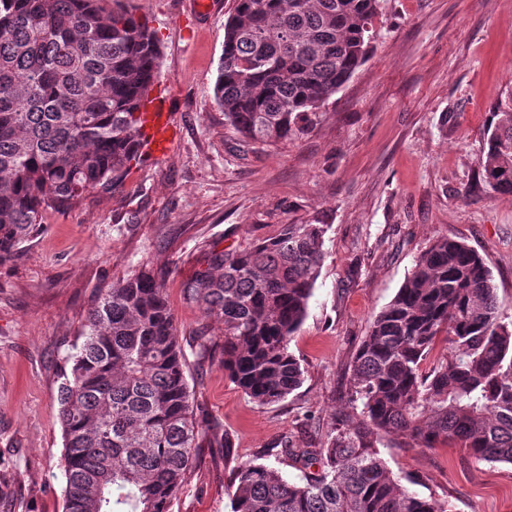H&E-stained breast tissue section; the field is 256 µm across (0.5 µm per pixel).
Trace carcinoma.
I'll return each mask as SVG.
<instances>
[{"instance_id": "cac0c4a2", "label": "carcinoma", "mask_w": 512, "mask_h": 512, "mask_svg": "<svg viewBox=\"0 0 512 512\" xmlns=\"http://www.w3.org/2000/svg\"><path fill=\"white\" fill-rule=\"evenodd\" d=\"M380 0H234L214 102L244 140L273 146L313 124L364 64ZM161 43L122 0H0V264L49 210L122 181L139 149L138 114ZM482 182L512 194V100L492 112ZM326 225L285 224L231 253L210 250L184 298L222 325L224 371L254 402H280L304 371L289 351L324 258ZM452 351L428 372L440 335ZM59 377L63 512H169L207 443L192 401L164 278L112 283L67 346ZM355 426L321 448L281 442L301 481L238 465L231 512H447L410 492L380 457L390 434L512 465V322L484 259L437 237L373 319L349 365ZM319 468L310 470L313 463Z\"/></svg>"}]
</instances>
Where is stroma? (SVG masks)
<instances>
[{
    "label": "stroma",
    "instance_id": "stroma-1",
    "mask_svg": "<svg viewBox=\"0 0 512 512\" xmlns=\"http://www.w3.org/2000/svg\"><path fill=\"white\" fill-rule=\"evenodd\" d=\"M161 39L157 83L178 132L163 159L141 158L122 184L50 211L0 264V512H63L58 375L66 342L112 283L143 268L166 275L192 398L212 447L199 449L171 512H230V467L255 461L298 480L271 455L281 438L321 447L352 424L348 367L374 317L438 236L487 262L512 320V195L479 178L489 112L512 98V0H380L372 52L308 131L275 146L240 141L213 101L233 0L191 19L184 0H134ZM285 224H323L324 259L289 350L302 385L258 405L224 371L219 326L185 300L204 251L234 252ZM229 449H220V441ZM388 469L448 512H512V465L466 449L421 448L397 435Z\"/></svg>",
    "mask_w": 512,
    "mask_h": 512
}]
</instances>
